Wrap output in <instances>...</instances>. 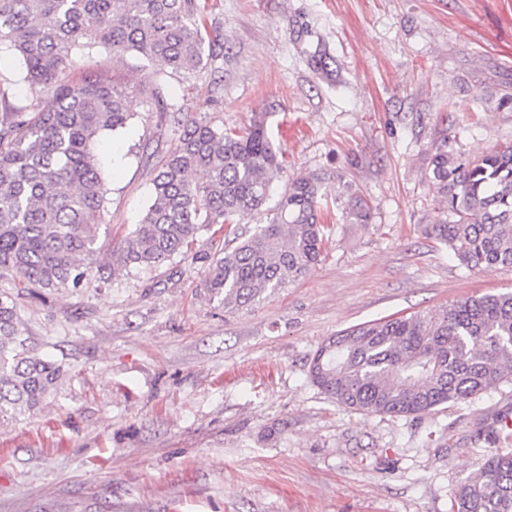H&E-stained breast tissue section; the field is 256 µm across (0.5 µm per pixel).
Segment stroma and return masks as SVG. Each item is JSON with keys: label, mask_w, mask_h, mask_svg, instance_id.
<instances>
[{"label": "stroma", "mask_w": 512, "mask_h": 512, "mask_svg": "<svg viewBox=\"0 0 512 512\" xmlns=\"http://www.w3.org/2000/svg\"><path fill=\"white\" fill-rule=\"evenodd\" d=\"M219 68L173 74L167 111L154 63L79 48L62 79L102 72L131 94L106 135L99 258L141 221L174 118L220 128L265 117L287 160L270 184L324 178L332 222L304 278L234 313L205 288L223 232L187 256L99 288H26L0 276L21 336L63 371L35 411L0 420V512H450L512 412V382L409 417L336 404L311 381L321 344L347 328L512 291V267L467 270L425 233L439 144L474 158L512 142V0H211ZM323 49L330 74L310 56ZM10 47L0 87L44 101ZM348 183L370 204L345 219Z\"/></svg>", "instance_id": "obj_1"}]
</instances>
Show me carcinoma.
<instances>
[{
    "label": "carcinoma",
    "instance_id": "cac0c4a2",
    "mask_svg": "<svg viewBox=\"0 0 512 512\" xmlns=\"http://www.w3.org/2000/svg\"><path fill=\"white\" fill-rule=\"evenodd\" d=\"M19 56L32 85L49 95L32 110L0 114V275L33 288L103 282L97 262L104 212L103 177L94 150L101 136L131 119L130 96L101 74L69 84L61 74L79 47L107 45L165 66L152 96L162 105L167 71L194 74L221 56L201 0H0V44ZM285 157L264 118L236 131L205 118L176 120L174 142L153 180V202L112 251V270L158 268L187 253L204 226L234 224L263 211L270 174ZM205 179L194 182L192 173ZM429 182L438 217L426 233L465 268L512 267V143L463 159L441 143ZM322 179L297 177L273 218L208 261L210 297L231 312L308 274L320 261ZM347 217L366 224L370 209L342 185ZM61 368L21 339L13 299L0 293V417L42 404ZM311 381L336 403L367 414L411 416L472 399L512 379V291L484 294L410 316L354 326L324 342ZM450 512H512V454L494 450L460 484Z\"/></svg>",
    "mask_w": 512,
    "mask_h": 512
}]
</instances>
